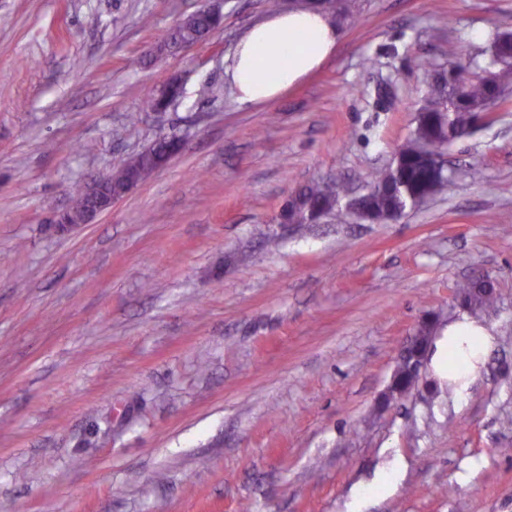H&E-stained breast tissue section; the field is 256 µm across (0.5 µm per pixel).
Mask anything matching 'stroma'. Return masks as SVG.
<instances>
[{
    "instance_id": "35a3bbf8",
    "label": "stroma",
    "mask_w": 512,
    "mask_h": 512,
    "mask_svg": "<svg viewBox=\"0 0 512 512\" xmlns=\"http://www.w3.org/2000/svg\"><path fill=\"white\" fill-rule=\"evenodd\" d=\"M0 0V512H512V98L447 150L453 191L398 220L306 228L298 188L365 186L407 140L432 70L468 73L512 0H354L334 57L240 105L224 77L267 0ZM182 97L143 103L170 78ZM138 122H131V115ZM162 136L182 152L95 223L75 187ZM480 166L484 178L467 171ZM499 289L465 392L382 412L403 344ZM209 18L197 15L186 17L173 29L164 42V47H171L177 42H198L212 31ZM455 298L472 314L494 308L497 296L484 290L475 280L466 279L456 284Z\"/></svg>"
}]
</instances>
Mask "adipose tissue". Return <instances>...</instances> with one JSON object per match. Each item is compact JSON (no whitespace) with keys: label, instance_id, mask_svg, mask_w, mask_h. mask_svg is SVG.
Segmentation results:
<instances>
[{"label":"adipose tissue","instance_id":"ef3b65f1","mask_svg":"<svg viewBox=\"0 0 512 512\" xmlns=\"http://www.w3.org/2000/svg\"><path fill=\"white\" fill-rule=\"evenodd\" d=\"M339 31L322 11L311 7L282 10L250 27L224 68L244 105L276 100L321 68L336 52ZM494 338L468 316L449 324L435 346L434 366L462 385L474 381Z\"/></svg>","mask_w":512,"mask_h":512}]
</instances>
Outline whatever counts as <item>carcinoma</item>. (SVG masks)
Returning <instances> with one entry per match:
<instances>
[{
    "label": "carcinoma",
    "mask_w": 512,
    "mask_h": 512,
    "mask_svg": "<svg viewBox=\"0 0 512 512\" xmlns=\"http://www.w3.org/2000/svg\"><path fill=\"white\" fill-rule=\"evenodd\" d=\"M212 31L209 18L197 15L183 19L168 35L164 46L177 42H198ZM493 56H503L504 61L493 70V77L472 74L458 80L462 66L449 63L448 67L434 72L414 118V127L406 143L399 149L392 162L381 169L368 183V190L359 193L358 203L371 218L386 220L391 215L401 216L420 205V198L446 194L453 189L454 180L445 175L434 179L422 163L424 153L442 154L450 144L462 138L473 124L476 113L493 93L494 86L512 85V41L501 37L490 48ZM157 167V156L150 153L135 156L117 170L109 181L112 188H122L135 177L140 181L150 178ZM350 188L343 180L315 183L300 189L286 206L290 224H307L313 214L337 212L347 218L345 207ZM455 298L471 313L494 308L497 296L480 287L476 281L466 279L456 284ZM390 399L400 398L418 387V380L402 366H397L392 377Z\"/></svg>",
    "instance_id": "obj_1"
}]
</instances>
